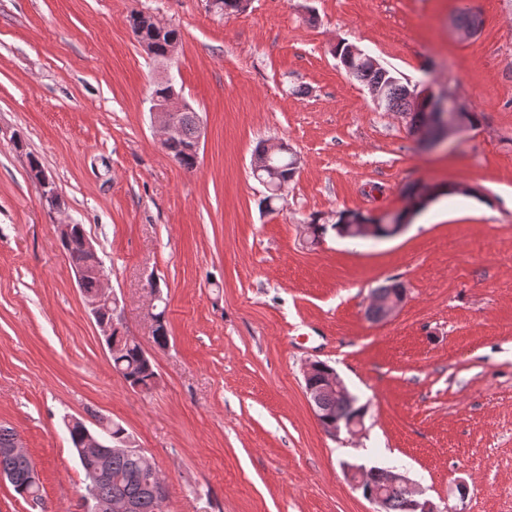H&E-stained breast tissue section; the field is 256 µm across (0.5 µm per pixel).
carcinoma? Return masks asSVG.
<instances>
[{
    "label": "carcinoma",
    "mask_w": 512,
    "mask_h": 512,
    "mask_svg": "<svg viewBox=\"0 0 512 512\" xmlns=\"http://www.w3.org/2000/svg\"><path fill=\"white\" fill-rule=\"evenodd\" d=\"M129 24L136 41L147 47L153 53V58L163 55L169 45L180 40L179 30L169 23L160 24L142 12H133L129 16ZM345 69L378 91V106L387 111L400 112L409 118L410 130L418 132L428 118L427 103L413 104L407 100L405 85L389 70H374L359 59L352 57L345 46L336 48ZM182 136L180 142L171 147L168 156L187 172L196 169L198 154L194 150L197 138V114L191 110L181 113ZM255 158L263 162L265 171L259 173V178H273L276 184H288L297 172L295 155L288 151H278L269 158H264V150L255 152ZM360 216L355 211H345L339 214L332 225L321 224L316 218L307 224L310 237L315 241L321 240L328 230L348 239H361L360 224L348 222L346 218ZM69 264L73 268L92 266V256L84 249L82 234L77 231L67 241L61 243ZM166 309L156 313L153 336L155 342L164 346L168 341V328L165 318ZM105 344L110 354L112 368L118 372L131 388L149 391L157 382V373L153 362L144 355L141 346L133 340L117 335L105 338ZM332 367L324 364L315 369L305 380L306 392L316 399L315 409L320 418L328 422H345L357 417L363 410L358 397L351 391L327 393L322 390V382ZM98 422L107 426L112 432V446L106 449L108 474L105 479L92 483L86 480L85 499L88 509H94L99 502L115 500H131L135 502L138 512H162L158 503L152 498L149 484L153 481L157 468L145 454L134 451L135 441L121 425L108 419L100 418ZM69 440L75 451H80V445L85 436V426L77 419L66 424ZM0 471L5 472L11 479V485L21 497L43 507L44 499L42 486L37 472L26 455L18 453H0ZM388 512H413L410 505V495L402 488H391L387 491Z\"/></svg>",
    "instance_id": "obj_1"
}]
</instances>
